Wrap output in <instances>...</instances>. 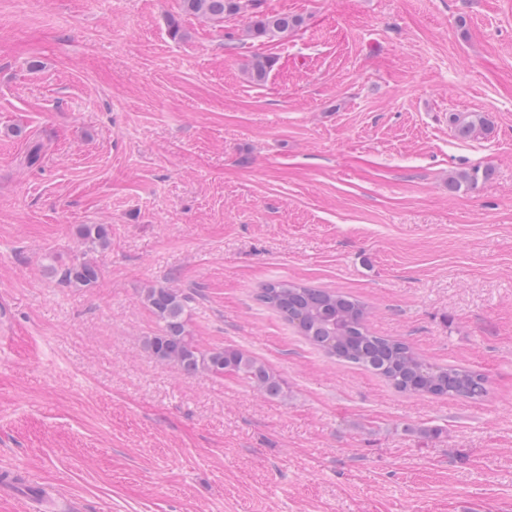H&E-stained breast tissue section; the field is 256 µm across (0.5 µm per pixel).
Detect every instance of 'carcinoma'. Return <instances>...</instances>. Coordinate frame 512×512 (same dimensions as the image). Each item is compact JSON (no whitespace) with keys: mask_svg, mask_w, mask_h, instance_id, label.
Returning <instances> with one entry per match:
<instances>
[{"mask_svg":"<svg viewBox=\"0 0 512 512\" xmlns=\"http://www.w3.org/2000/svg\"><path fill=\"white\" fill-rule=\"evenodd\" d=\"M182 2L185 12L213 23H222L250 8V30L257 38H282L302 24V18L297 16L262 11L261 0ZM271 67L268 58H254L249 67L252 81H264ZM454 125L458 137L468 138L485 122L478 116L465 115L455 118ZM77 237L90 250H104L110 244V229L104 224H82L77 228ZM49 268L59 283L69 288H89L100 274L96 262L84 257L60 266L51 263ZM256 298L328 357L362 367L400 392L472 399L487 393L485 375L451 365H433L410 344L372 333L366 326L365 305L352 295L276 280L263 284ZM142 302L156 322V330L144 337V343L158 362L174 365L186 375L232 374L269 398L281 396L280 379L266 364L236 347L207 346L194 335L188 297L181 290L150 288L143 294Z\"/></svg>","mask_w":512,"mask_h":512,"instance_id":"carcinoma-1","label":"carcinoma"}]
</instances>
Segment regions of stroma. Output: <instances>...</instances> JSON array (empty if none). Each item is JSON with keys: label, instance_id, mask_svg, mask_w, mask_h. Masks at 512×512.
<instances>
[{"label": "stroma", "instance_id": "35a3bbf8", "mask_svg": "<svg viewBox=\"0 0 512 512\" xmlns=\"http://www.w3.org/2000/svg\"><path fill=\"white\" fill-rule=\"evenodd\" d=\"M264 7L303 22L268 40L181 0H0V512L50 488L75 512H512V0ZM468 112L490 132L459 138ZM82 224L112 243L67 288L45 256H81ZM270 280L357 297L488 394L328 358L257 301ZM158 286L283 396L159 363Z\"/></svg>", "mask_w": 512, "mask_h": 512}]
</instances>
